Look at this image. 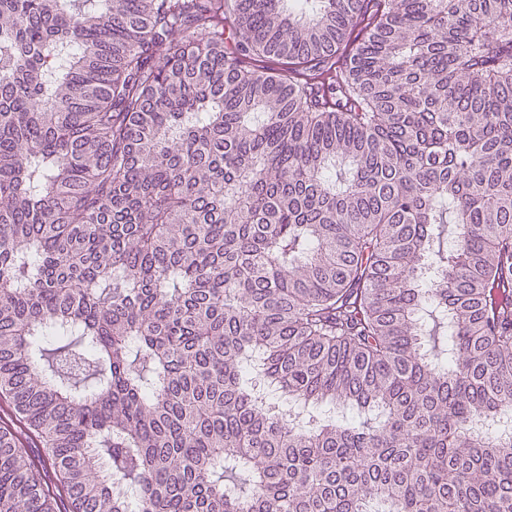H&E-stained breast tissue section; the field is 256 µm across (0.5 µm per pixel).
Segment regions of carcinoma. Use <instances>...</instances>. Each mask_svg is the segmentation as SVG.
Segmentation results:
<instances>
[{
	"mask_svg": "<svg viewBox=\"0 0 512 512\" xmlns=\"http://www.w3.org/2000/svg\"><path fill=\"white\" fill-rule=\"evenodd\" d=\"M0 400V512H512V0H0Z\"/></svg>",
	"mask_w": 512,
	"mask_h": 512,
	"instance_id": "obj_1",
	"label": "carcinoma"
}]
</instances>
